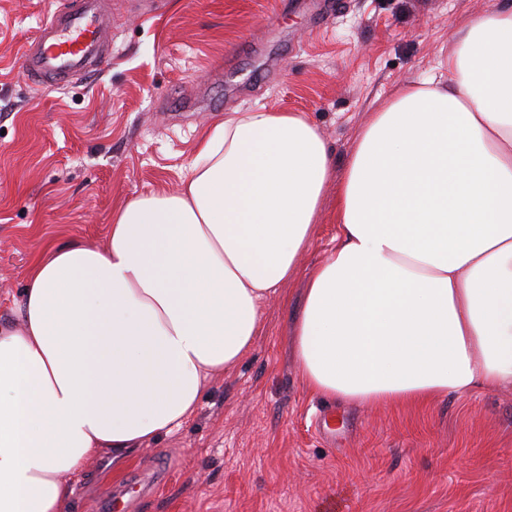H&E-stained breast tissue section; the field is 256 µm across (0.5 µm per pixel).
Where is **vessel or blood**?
I'll list each match as a JSON object with an SVG mask.
<instances>
[{"label":"vessel or blood","instance_id":"b4317fda","mask_svg":"<svg viewBox=\"0 0 512 512\" xmlns=\"http://www.w3.org/2000/svg\"><path fill=\"white\" fill-rule=\"evenodd\" d=\"M112 18L105 0H74L53 12L38 39L22 52V72L37 87L75 80L106 62L104 47Z\"/></svg>","mask_w":512,"mask_h":512}]
</instances>
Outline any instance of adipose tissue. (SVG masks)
Returning a JSON list of instances; mask_svg holds the SVG:
<instances>
[{
    "label": "adipose tissue",
    "mask_w": 512,
    "mask_h": 512,
    "mask_svg": "<svg viewBox=\"0 0 512 512\" xmlns=\"http://www.w3.org/2000/svg\"><path fill=\"white\" fill-rule=\"evenodd\" d=\"M455 37L342 175L304 113L233 111L178 191L113 208L107 247L43 251L22 325L0 324V512H66L90 458L121 467L193 418L259 336L331 183L339 233L296 329L306 387L424 406L512 384V7Z\"/></svg>",
    "instance_id": "obj_1"
}]
</instances>
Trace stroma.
<instances>
[{
	"mask_svg": "<svg viewBox=\"0 0 512 512\" xmlns=\"http://www.w3.org/2000/svg\"><path fill=\"white\" fill-rule=\"evenodd\" d=\"M62 0H0V322L19 321L40 252L103 247L115 205L177 190L225 113H305L343 171L397 88L435 72L471 18L512 0H110L111 62L40 92L20 51ZM328 184L314 239L264 328L199 409L120 470L88 461L68 512H512V385L420 407L325 399L293 327L307 271L336 244Z\"/></svg>",
	"mask_w": 512,
	"mask_h": 512,
	"instance_id": "35a3bbf8",
	"label": "stroma"
}]
</instances>
